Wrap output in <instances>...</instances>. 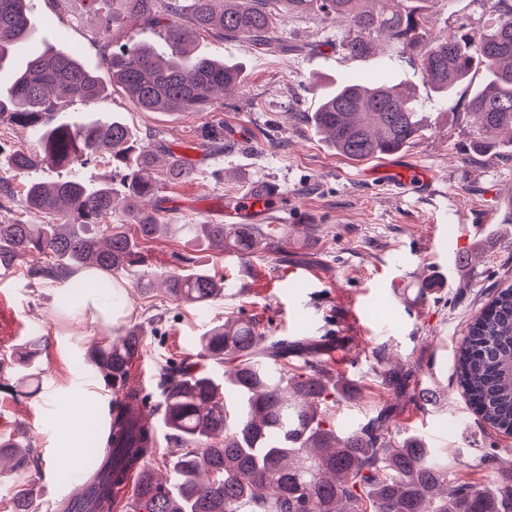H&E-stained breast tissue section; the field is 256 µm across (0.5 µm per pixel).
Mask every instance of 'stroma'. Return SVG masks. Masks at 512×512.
<instances>
[{"label":"stroma","instance_id":"1","mask_svg":"<svg viewBox=\"0 0 512 512\" xmlns=\"http://www.w3.org/2000/svg\"><path fill=\"white\" fill-rule=\"evenodd\" d=\"M38 27L35 39L13 51L11 69L49 50L77 53L84 63L100 62L106 45L99 19L84 0H30ZM432 30L468 24L476 31L493 16L481 0H429ZM278 35L302 46V53L258 52L251 41L196 37L197 53L236 62L239 87L218 97L206 112H145L119 89L104 109L115 112L144 142L163 140L175 152H190L194 180L163 184L168 224H215L224 202L247 185L270 182L288 190L305 221L288 227L287 255L270 254L244 264L229 254L195 250L196 264L223 274L230 288L205 310L172 301L163 290L131 291L127 315L143 325V361L138 368L148 392H156L161 364L194 352V339L214 321L254 318L280 335L322 336L352 326L363 354L344 368V382L357 389L330 413L339 429L360 423L371 406L390 395L376 378L378 354L407 364L425 385L448 393L447 400L399 415L397 429L409 428L447 456L466 478H483L495 468V450L512 448L500 433L468 409L457 386L455 353L468 319L499 289L512 284V224L502 203L512 197V157L488 159L466 104L472 89L459 85L446 97L433 92L418 62L399 57L395 45L376 40L372 52L349 56L341 48L345 29L320 12L286 15ZM390 73L393 82L415 88L418 108L430 126L400 151V158L432 171L437 192L400 193L382 178L366 175L363 163L330 149L309 121L327 85ZM224 139L223 152L206 156L196 143L209 133ZM460 216L472 237L462 252L468 264L448 255L443 238L448 218ZM309 268L316 279L295 286L290 268ZM279 286L265 291V281ZM437 288L420 294L422 284ZM65 288L30 283L25 270L0 277V356H12L30 337L39 339L29 396L0 391V435L23 433L37 449L40 466L28 482L0 472V512H13L14 497L31 490L37 512H50L48 482L59 466V451L71 448L69 429H105L114 394L93 380L86 352L111 335V325L92 321L86 307L61 306Z\"/></svg>","mask_w":512,"mask_h":512}]
</instances>
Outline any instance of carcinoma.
<instances>
[{
	"mask_svg": "<svg viewBox=\"0 0 512 512\" xmlns=\"http://www.w3.org/2000/svg\"><path fill=\"white\" fill-rule=\"evenodd\" d=\"M28 0H0V71L14 48L33 37ZM130 13L163 31L164 52L150 42L122 44L103 55L109 81L146 111L204 112L215 95L236 88L235 63L194 55L188 39L197 33L220 39L247 38L261 52H299L276 39L285 13L314 8L346 27L342 48L353 57L371 52L376 37L391 39L400 55L417 59L430 86L445 94L477 84L467 102L491 149L502 134L512 140V0H492L493 27L475 33L461 24L429 34L417 7L389 10L385 0H126ZM99 72L73 52L31 59L6 88L13 111L7 120L31 131V143L0 148L2 201L20 199L25 217L0 221V272L32 253L44 262L27 270L30 281H61L70 288L62 306L83 298L87 278L103 294L122 288L120 276L149 266L148 244L179 237L233 254L243 263L282 250L286 224H166L157 204L161 184L194 178L195 167L162 144L144 145L117 115L91 117L81 125L53 119L64 103L79 99L95 108L106 99ZM311 120L326 143L354 161H367L409 146L427 129L416 91L376 80L349 79L328 88ZM102 159L121 175V189L92 179L89 167ZM48 164L68 170L62 180L30 173ZM126 224H112L117 205ZM177 264L160 272L175 301L203 308L224 297V277L193 266L176 253ZM142 327L129 323L88 352L91 365L112 384L115 401L109 430L92 439L89 476L80 502L63 501L59 512H116L114 487L140 470L128 512H512V478L477 484L460 477L448 458L434 453L418 434H392L396 405H375L355 429L339 432L330 419L351 390L340 385L330 355L338 341L349 344L347 362L361 350L353 336H272L252 319L213 322L198 337V355L224 367L215 380L194 362L167 363L158 370L156 416L179 453L161 461L166 477L151 466L155 424L134 407L145 399L132 380ZM463 395L491 427L512 435V286L501 289L467 324L457 351ZM380 384L399 400L419 391L436 402L447 397L419 387L415 371L383 359ZM24 476L38 463L20 437L0 439V460Z\"/></svg>",
	"mask_w": 512,
	"mask_h": 512,
	"instance_id": "obj_1",
	"label": "carcinoma"
}]
</instances>
